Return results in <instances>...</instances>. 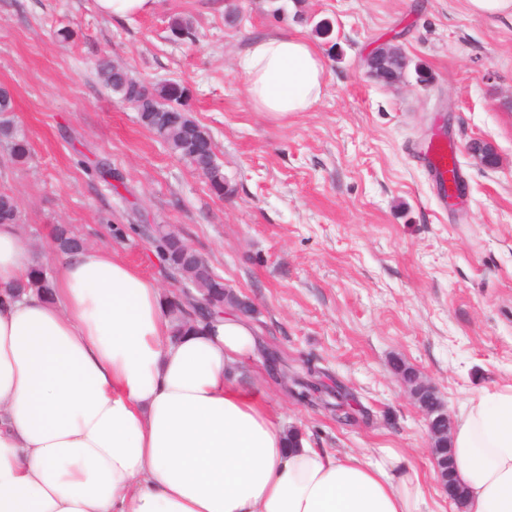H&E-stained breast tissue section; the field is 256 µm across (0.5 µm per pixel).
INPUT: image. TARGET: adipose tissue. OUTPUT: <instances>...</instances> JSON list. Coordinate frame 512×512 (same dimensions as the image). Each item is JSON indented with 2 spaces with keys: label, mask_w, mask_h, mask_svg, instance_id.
<instances>
[{
  "label": "adipose tissue",
  "mask_w": 512,
  "mask_h": 512,
  "mask_svg": "<svg viewBox=\"0 0 512 512\" xmlns=\"http://www.w3.org/2000/svg\"><path fill=\"white\" fill-rule=\"evenodd\" d=\"M252 107L310 111L324 59L308 38L250 40ZM0 224V512H430L423 475L388 448L291 439L237 369L258 343L231 312L182 336L161 288L109 248L53 265L51 294ZM461 512H512V384L483 388L451 431Z\"/></svg>",
  "instance_id": "1"
}]
</instances>
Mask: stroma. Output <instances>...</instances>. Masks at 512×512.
I'll list each match as a JSON object with an SVG mask.
<instances>
[{
	"label": "stroma",
	"mask_w": 512,
	"mask_h": 512,
	"mask_svg": "<svg viewBox=\"0 0 512 512\" xmlns=\"http://www.w3.org/2000/svg\"><path fill=\"white\" fill-rule=\"evenodd\" d=\"M233 2L230 22L224 0H156L121 20L95 0H0V85L13 90L30 145L23 164L0 145V191L16 198L20 230L48 268L52 228L67 224L171 294L143 227L179 230L249 304L262 346L289 374L319 375L361 407L344 425L267 376L263 392L288 429L316 448L407 453L429 477L432 512H460L432 477L427 419L392 366L420 371L452 417L482 388L512 383V19L471 15L464 0H280L278 16L266 0ZM176 15L192 17L195 43L171 40ZM323 20L326 38L313 33ZM270 33L311 38L323 56L311 111L275 117L250 105L239 61ZM383 44L409 61L393 85L363 65ZM105 55L147 83L190 87L223 196L104 87ZM441 129L460 148L455 207L413 162ZM476 140L495 165L471 154ZM102 161L118 187L95 176Z\"/></svg>",
	"instance_id": "35a3bbf8"
}]
</instances>
